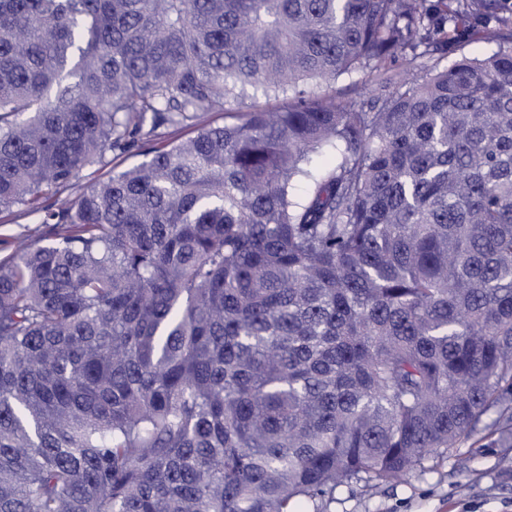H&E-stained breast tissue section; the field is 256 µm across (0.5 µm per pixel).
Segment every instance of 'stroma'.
<instances>
[{
    "mask_svg": "<svg viewBox=\"0 0 512 512\" xmlns=\"http://www.w3.org/2000/svg\"><path fill=\"white\" fill-rule=\"evenodd\" d=\"M493 17H476L473 30H462L448 43L441 66L461 56L487 55L498 43L476 38V31L494 27ZM376 89L374 74L359 72L321 83L328 99H370ZM50 225L41 214L16 209L0 211V258L14 249L16 237L46 244ZM319 512H512V447L502 448L494 436L468 440L448 452L426 459L405 480L380 488L360 484L339 487L335 500L315 503Z\"/></svg>",
    "mask_w": 512,
    "mask_h": 512,
    "instance_id": "1",
    "label": "stroma"
}]
</instances>
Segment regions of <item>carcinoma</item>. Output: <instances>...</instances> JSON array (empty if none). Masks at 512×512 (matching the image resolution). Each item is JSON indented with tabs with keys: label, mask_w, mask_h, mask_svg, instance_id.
I'll use <instances>...</instances> for the list:
<instances>
[{
	"label": "carcinoma",
	"mask_w": 512,
	"mask_h": 512,
	"mask_svg": "<svg viewBox=\"0 0 512 512\" xmlns=\"http://www.w3.org/2000/svg\"><path fill=\"white\" fill-rule=\"evenodd\" d=\"M501 10L0 0V209L52 225L0 260V512H298L493 409L512 447V46L314 90ZM377 85L374 74L365 71L342 76L338 79L322 82L318 87L320 96L327 99H360L368 100L375 92ZM245 104L237 106L239 112H245L246 105L256 104L261 107H265L270 110H285L292 102L291 93H279L266 95L262 91H248L245 100Z\"/></svg>",
	"instance_id": "1"
}]
</instances>
